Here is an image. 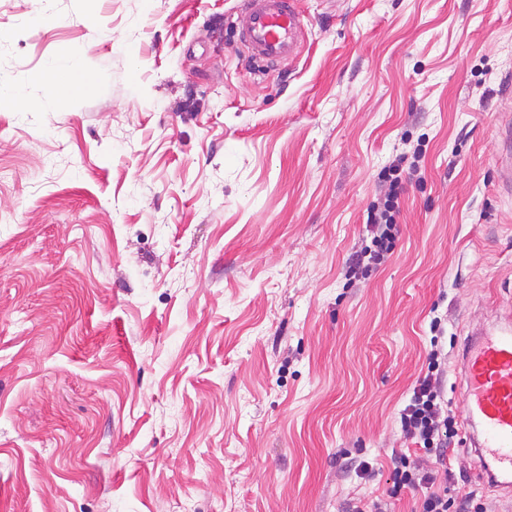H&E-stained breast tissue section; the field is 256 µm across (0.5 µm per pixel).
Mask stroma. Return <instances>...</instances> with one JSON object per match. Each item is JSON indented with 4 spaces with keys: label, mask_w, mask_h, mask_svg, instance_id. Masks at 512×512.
<instances>
[{
    "label": "stroma",
    "mask_w": 512,
    "mask_h": 512,
    "mask_svg": "<svg viewBox=\"0 0 512 512\" xmlns=\"http://www.w3.org/2000/svg\"><path fill=\"white\" fill-rule=\"evenodd\" d=\"M298 6L265 68L240 0H0V512H347L391 488L435 341L467 427L464 342L512 316V0ZM418 147L394 250L350 282ZM453 465L512 503L474 448Z\"/></svg>",
    "instance_id": "stroma-1"
}]
</instances>
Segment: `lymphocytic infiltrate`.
Segmentation results:
<instances>
[{"mask_svg":"<svg viewBox=\"0 0 512 512\" xmlns=\"http://www.w3.org/2000/svg\"><path fill=\"white\" fill-rule=\"evenodd\" d=\"M388 193L374 202L367 219L371 247L357 254L347 270L349 277H357L365 266L380 265L393 249L400 218L399 196L401 177L398 167L385 169ZM448 356L441 349H432L424 376L418 377L411 395L399 411L403 437L411 441L413 451L393 450V486L386 497L371 501L357 500L351 512H392L391 501L401 492H409L418 500V512H448L450 506H459L461 512H485L475 491L465 492L460 501L448 496L447 483L454 472L449 455L457 438L455 420L448 411L442 394V378Z\"/></svg>","mask_w":512,"mask_h":512,"instance_id":"lymphocytic-infiltrate-1","label":"lymphocytic infiltrate"}]
</instances>
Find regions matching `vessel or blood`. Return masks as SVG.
I'll return each instance as SVG.
<instances>
[{
  "mask_svg": "<svg viewBox=\"0 0 512 512\" xmlns=\"http://www.w3.org/2000/svg\"><path fill=\"white\" fill-rule=\"evenodd\" d=\"M247 22L240 44L267 64L299 52L305 21L297 0H244ZM466 412L476 421L466 437L481 454L491 480L512 484V327L476 328L462 351Z\"/></svg>",
  "mask_w": 512,
  "mask_h": 512,
  "instance_id": "1",
  "label": "vessel or blood"
}]
</instances>
